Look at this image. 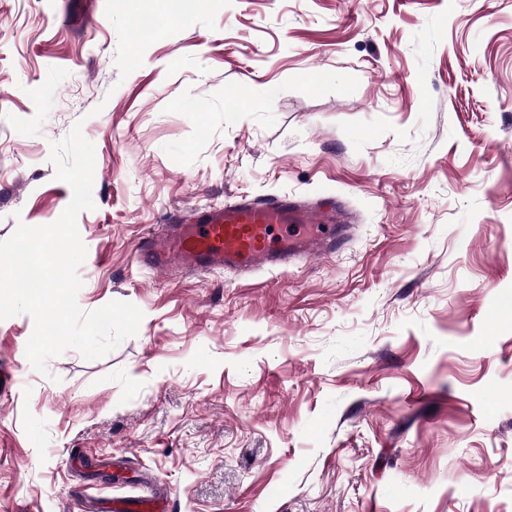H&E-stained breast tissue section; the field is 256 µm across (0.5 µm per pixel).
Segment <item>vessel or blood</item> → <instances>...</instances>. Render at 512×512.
I'll list each match as a JSON object with an SVG mask.
<instances>
[{
    "label": "vessel or blood",
    "instance_id": "obj_1",
    "mask_svg": "<svg viewBox=\"0 0 512 512\" xmlns=\"http://www.w3.org/2000/svg\"><path fill=\"white\" fill-rule=\"evenodd\" d=\"M352 219L339 206L295 196L241 200L191 217H174L138 247L143 262L160 271L283 267L312 254L339 250ZM108 512H169L165 496L113 501Z\"/></svg>",
    "mask_w": 512,
    "mask_h": 512
}]
</instances>
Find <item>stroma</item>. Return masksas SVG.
Returning a JSON list of instances; mask_svg holds the SVG:
<instances>
[{
    "label": "stroma",
    "instance_id": "obj_1",
    "mask_svg": "<svg viewBox=\"0 0 512 512\" xmlns=\"http://www.w3.org/2000/svg\"><path fill=\"white\" fill-rule=\"evenodd\" d=\"M78 122V303L144 317L46 377L0 320V512H512V0H0V241L69 204ZM281 195L340 200L346 244L139 263L175 213ZM167 496H152L148 498H123L114 500L112 508L104 512H168Z\"/></svg>",
    "mask_w": 512,
    "mask_h": 512
}]
</instances>
